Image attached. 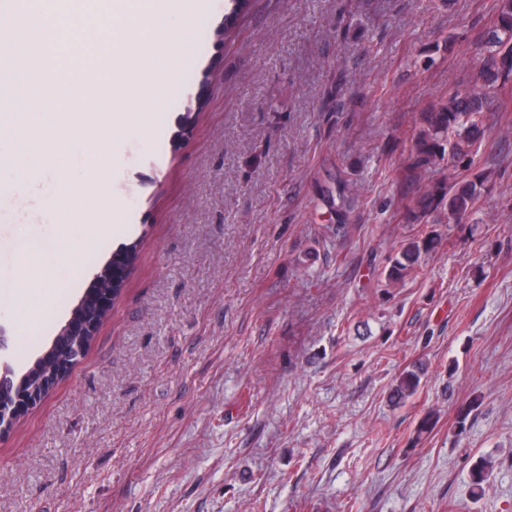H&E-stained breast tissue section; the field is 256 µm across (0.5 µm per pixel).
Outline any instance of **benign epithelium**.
Instances as JSON below:
<instances>
[{
    "mask_svg": "<svg viewBox=\"0 0 512 512\" xmlns=\"http://www.w3.org/2000/svg\"><path fill=\"white\" fill-rule=\"evenodd\" d=\"M125 266L108 265L97 277L95 297L82 300L77 311L55 337L47 354L39 361L56 369V377L39 393L25 388L23 379L15 378L6 362H0V433L10 427L26 410L41 402L76 363L79 350L65 340L67 336L96 335L106 312L110 309L118 291L122 288Z\"/></svg>",
    "mask_w": 512,
    "mask_h": 512,
    "instance_id": "obj_1",
    "label": "benign epithelium"
}]
</instances>
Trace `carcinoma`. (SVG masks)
I'll list each match as a JSON object with an SVG mask.
<instances>
[{
    "label": "carcinoma",
    "mask_w": 512,
    "mask_h": 512,
    "mask_svg": "<svg viewBox=\"0 0 512 512\" xmlns=\"http://www.w3.org/2000/svg\"><path fill=\"white\" fill-rule=\"evenodd\" d=\"M249 0H228L224 16V35L235 29L238 18L247 10ZM487 54L490 64L480 68L468 85L448 93L445 100L431 105L419 114L413 133L412 162L409 182L415 185L414 204L408 207L410 224H426L432 214L442 211L448 223H459L479 211V201L489 176L480 174L473 179L463 178L452 183L437 180L426 186L419 182L420 172L438 164L443 158L454 168L468 171L474 162L476 144L484 132L485 100L498 81L512 79V0H501L497 20L477 41ZM349 179L336 175V220L343 222ZM434 250V238H412L401 244L390 261L385 279L390 284L404 281L416 272L422 255ZM424 368L405 370L390 389V402L398 405L419 389ZM490 465L484 459L476 462L471 471L472 492H484Z\"/></svg>",
    "instance_id": "cac0c4a2"
}]
</instances>
